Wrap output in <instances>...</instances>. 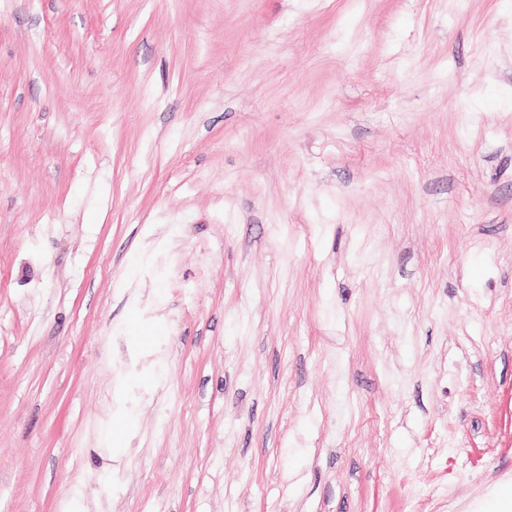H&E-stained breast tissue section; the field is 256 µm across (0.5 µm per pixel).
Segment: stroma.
Returning <instances> with one entry per match:
<instances>
[{
    "instance_id": "35a3bbf8",
    "label": "stroma",
    "mask_w": 512,
    "mask_h": 512,
    "mask_svg": "<svg viewBox=\"0 0 512 512\" xmlns=\"http://www.w3.org/2000/svg\"><path fill=\"white\" fill-rule=\"evenodd\" d=\"M512 502V0H0V512Z\"/></svg>"
}]
</instances>
